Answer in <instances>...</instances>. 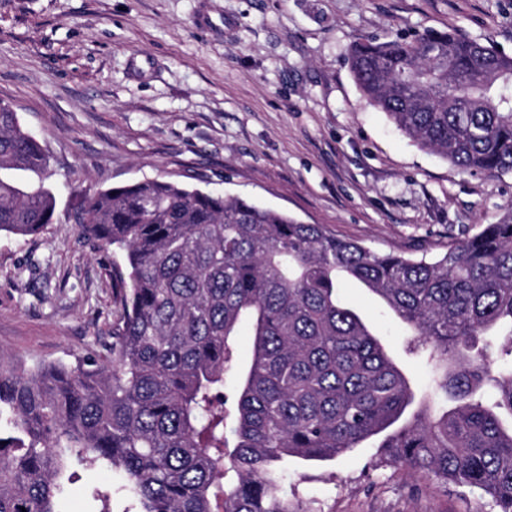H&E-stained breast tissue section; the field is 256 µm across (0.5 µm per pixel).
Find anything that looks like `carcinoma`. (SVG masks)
<instances>
[{
	"label": "carcinoma",
	"mask_w": 512,
	"mask_h": 512,
	"mask_svg": "<svg viewBox=\"0 0 512 512\" xmlns=\"http://www.w3.org/2000/svg\"><path fill=\"white\" fill-rule=\"evenodd\" d=\"M356 84L421 147L512 172V58L449 31L366 40ZM48 162L0 104V232L43 233ZM81 233L124 259L109 358L28 368L0 354V512H64L72 465L124 474L138 512H322L288 463L378 441L392 466L512 512V217L427 260L380 254L254 201L147 180L88 195ZM354 282L431 368L417 397ZM250 359L238 355L242 326Z\"/></svg>",
	"instance_id": "cac0c4a2"
}]
</instances>
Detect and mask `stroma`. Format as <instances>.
<instances>
[{"label": "stroma", "instance_id": "stroma-1", "mask_svg": "<svg viewBox=\"0 0 512 512\" xmlns=\"http://www.w3.org/2000/svg\"><path fill=\"white\" fill-rule=\"evenodd\" d=\"M448 30L512 58V0H0V103L49 156L48 230L0 232V353L26 366L106 354L121 254L84 238V196L157 179L247 197L378 253L434 257L512 215V172L422 149L360 92L364 39ZM365 314L418 390L431 370L361 288ZM120 474L77 468L65 512H131ZM324 512H496L478 490L380 465L366 444L289 465Z\"/></svg>", "mask_w": 512, "mask_h": 512}]
</instances>
